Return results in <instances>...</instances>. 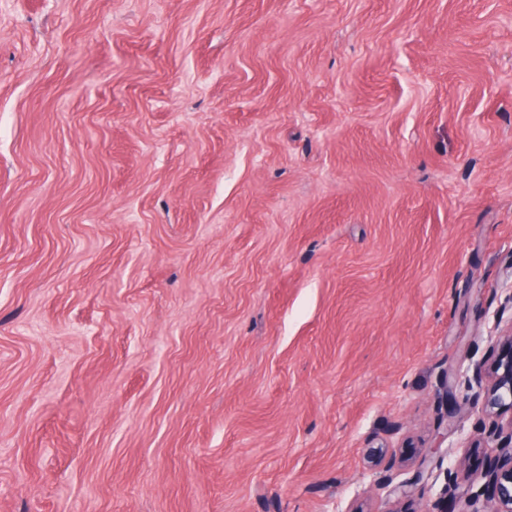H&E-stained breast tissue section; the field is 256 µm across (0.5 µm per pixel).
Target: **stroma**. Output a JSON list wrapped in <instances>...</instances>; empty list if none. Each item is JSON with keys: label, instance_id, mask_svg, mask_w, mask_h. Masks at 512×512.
Here are the masks:
<instances>
[{"label": "stroma", "instance_id": "35a3bbf8", "mask_svg": "<svg viewBox=\"0 0 512 512\" xmlns=\"http://www.w3.org/2000/svg\"><path fill=\"white\" fill-rule=\"evenodd\" d=\"M509 286L512 0H0V512H453ZM442 447L430 448L424 455L421 456L420 460L416 465L415 477L413 482H403L395 485L392 488L394 495H405L410 492L413 484L417 485L422 481L428 480L431 477L432 472L429 468V461L431 454L437 453ZM396 465V457L393 452L388 453V449H382L380 453H376L371 457L370 465L366 468L365 475L370 479V486L376 487L383 483L381 476V467L386 471H390ZM382 469V470H383Z\"/></svg>", "mask_w": 512, "mask_h": 512}]
</instances>
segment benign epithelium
I'll return each instance as SVG.
<instances>
[{
  "label": "benign epithelium",
  "instance_id": "7a95c632",
  "mask_svg": "<svg viewBox=\"0 0 512 512\" xmlns=\"http://www.w3.org/2000/svg\"><path fill=\"white\" fill-rule=\"evenodd\" d=\"M457 375L465 378L469 388H477L474 396L467 394L455 399L449 412L453 418L464 411L481 409L482 414L492 419L491 431L486 447L491 449L493 463L484 474L488 489L486 502L478 504V498L464 499V506L459 512H512V416L508 421L499 420L503 406L512 410V354L492 364L473 363L461 366ZM511 402H506V399ZM439 451L431 448L416 465L415 477L412 482H403L392 488L395 495H405L413 485H417L431 477L429 468L430 456ZM396 465L395 454L383 449L371 457L365 475L370 479V486L376 487L383 483L380 469H392Z\"/></svg>",
  "mask_w": 512,
  "mask_h": 512
}]
</instances>
